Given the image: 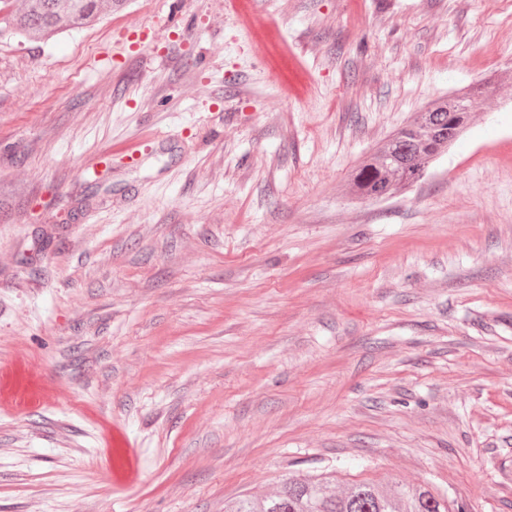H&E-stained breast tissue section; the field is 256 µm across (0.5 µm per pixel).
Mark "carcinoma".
Instances as JSON below:
<instances>
[{"mask_svg": "<svg viewBox=\"0 0 512 512\" xmlns=\"http://www.w3.org/2000/svg\"><path fill=\"white\" fill-rule=\"evenodd\" d=\"M122 0H0V36L48 39L84 27ZM489 84L437 97L365 154L347 177L349 194L362 201L393 197L421 180L481 109ZM224 512H451L448 498L427 486L370 479L339 480L336 473L288 474L260 499L243 497Z\"/></svg>", "mask_w": 512, "mask_h": 512, "instance_id": "obj_1", "label": "carcinoma"}]
</instances>
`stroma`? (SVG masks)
<instances>
[{
    "instance_id": "35a3bbf8",
    "label": "stroma",
    "mask_w": 512,
    "mask_h": 512,
    "mask_svg": "<svg viewBox=\"0 0 512 512\" xmlns=\"http://www.w3.org/2000/svg\"><path fill=\"white\" fill-rule=\"evenodd\" d=\"M492 85L396 196L358 157ZM0 512L291 472L512 512V0H124L0 39Z\"/></svg>"
}]
</instances>
